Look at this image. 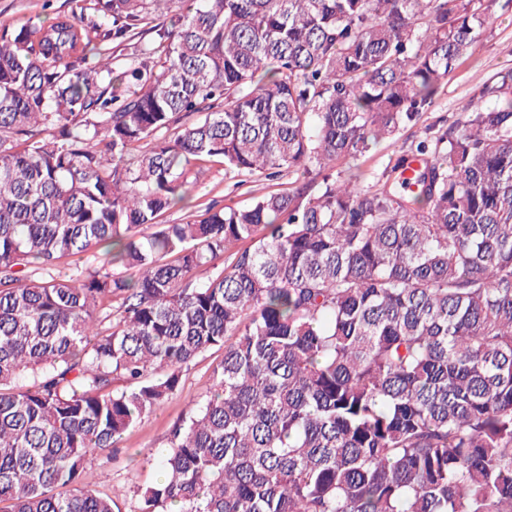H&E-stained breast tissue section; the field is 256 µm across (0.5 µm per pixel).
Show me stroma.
<instances>
[{"mask_svg":"<svg viewBox=\"0 0 512 512\" xmlns=\"http://www.w3.org/2000/svg\"><path fill=\"white\" fill-rule=\"evenodd\" d=\"M74 0H0V27L14 28L57 14H70ZM512 68V12L504 13L494 24L491 36L483 39L475 51L460 60L456 70L439 90L432 107L414 127L404 129L395 138L380 142L355 162L362 186H371L377 175L393 165L399 155L428 131L447 128L469 102L475 90L495 73ZM295 174L284 172L274 177L248 175L244 180L228 179L220 167H204L197 178L190 207L166 212L169 224L185 222L206 206L239 208L266 193L290 187ZM224 352L214 348L182 369L180 391L159 407L145 414L128 430L116 448L98 455L88 463L83 483L111 497L129 512L138 488L159 481L163 475L161 458L166 451L171 427L184 418L193 401L204 400L212 384V371Z\"/></svg>","mask_w":512,"mask_h":512,"instance_id":"stroma-1","label":"stroma"}]
</instances>
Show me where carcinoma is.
Wrapping results in <instances>:
<instances>
[{
    "label": "carcinoma",
    "instance_id": "carcinoma-1",
    "mask_svg": "<svg viewBox=\"0 0 512 512\" xmlns=\"http://www.w3.org/2000/svg\"><path fill=\"white\" fill-rule=\"evenodd\" d=\"M167 2L0 29V512H122L71 488L216 347L132 512H512V68L336 172L512 0ZM202 163L301 178L163 223Z\"/></svg>",
    "mask_w": 512,
    "mask_h": 512
}]
</instances>
